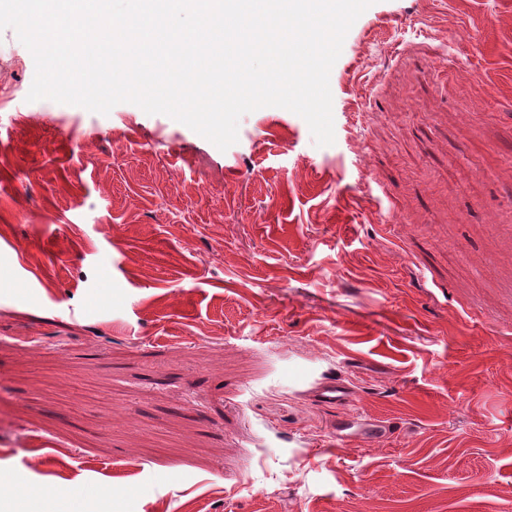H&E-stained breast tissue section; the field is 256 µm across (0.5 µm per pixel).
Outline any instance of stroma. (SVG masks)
Wrapping results in <instances>:
<instances>
[{
  "instance_id": "1",
  "label": "stroma",
  "mask_w": 512,
  "mask_h": 512,
  "mask_svg": "<svg viewBox=\"0 0 512 512\" xmlns=\"http://www.w3.org/2000/svg\"><path fill=\"white\" fill-rule=\"evenodd\" d=\"M34 75L0 30V478L80 512H512V0H375L322 147L284 108L222 151ZM314 395L326 405L344 404L349 398L348 389L336 378L325 379L315 389Z\"/></svg>"
}]
</instances>
